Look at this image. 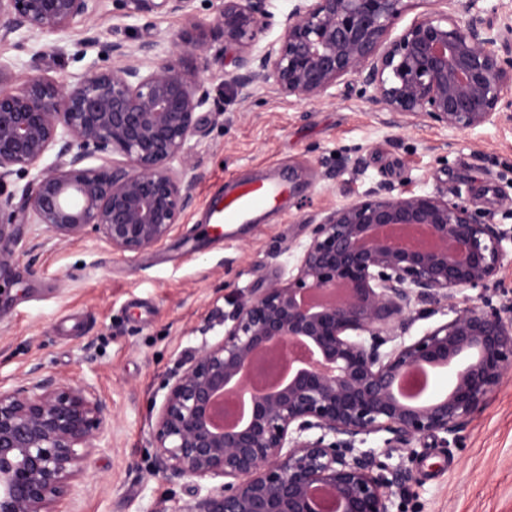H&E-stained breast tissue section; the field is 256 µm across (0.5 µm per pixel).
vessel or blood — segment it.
Here are the masks:
<instances>
[{"label":"vessel or blood","instance_id":"obj_1","mask_svg":"<svg viewBox=\"0 0 512 512\" xmlns=\"http://www.w3.org/2000/svg\"><path fill=\"white\" fill-rule=\"evenodd\" d=\"M287 191L276 182H248L215 198L208 206V221L214 227L231 226L248 220L260 207L274 204Z\"/></svg>","mask_w":512,"mask_h":512}]
</instances>
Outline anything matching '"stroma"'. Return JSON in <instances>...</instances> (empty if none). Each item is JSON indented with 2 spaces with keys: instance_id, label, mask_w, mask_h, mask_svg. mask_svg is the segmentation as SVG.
<instances>
[{
  "instance_id": "obj_1",
  "label": "stroma",
  "mask_w": 512,
  "mask_h": 512,
  "mask_svg": "<svg viewBox=\"0 0 512 512\" xmlns=\"http://www.w3.org/2000/svg\"><path fill=\"white\" fill-rule=\"evenodd\" d=\"M221 0H195L205 26L209 91L192 137L193 204L161 246L133 258L87 235L55 239L23 227L15 262L0 272V386L31 378H71L92 386L106 434L67 500V512H182L195 483L159 468L149 445L151 410L164 379L203 341H216L228 302L242 290L287 280L312 224L368 191L440 194L493 213L512 234V118L451 131L424 117L382 109L359 94L353 77L308 102L256 85L248 100L230 90L232 51L216 25ZM182 18L100 0L69 31L0 40L12 84L32 70L59 79L95 59L80 47L101 41L170 47ZM294 174L288 194L228 236L206 224L209 199L233 183ZM386 465L403 473L395 501L404 512H512V374L455 440L425 437Z\"/></svg>"
}]
</instances>
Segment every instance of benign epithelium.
Returning a JSON list of instances; mask_svg holds the SVG:
<instances>
[{"instance_id": "obj_1", "label": "benign epithelium", "mask_w": 512, "mask_h": 512, "mask_svg": "<svg viewBox=\"0 0 512 512\" xmlns=\"http://www.w3.org/2000/svg\"><path fill=\"white\" fill-rule=\"evenodd\" d=\"M99 0H0V37L16 46L63 33ZM194 0H161L184 20L169 50L100 42L80 74L39 72L20 87L0 61V270L18 254L21 226L40 224L60 241L95 234L131 258L167 240L194 199L189 142L208 101L186 59L205 50ZM273 0H222L217 21L234 52L233 91L257 84L313 101L353 76L368 101L459 131L512 111V25L496 30L458 17V0L391 27L408 0H290L279 39L260 45ZM52 164L21 191L12 177ZM97 159L99 165L88 160ZM388 227L419 228L426 241L392 239ZM506 237L494 216L463 202L403 190L372 191L313 225L293 273L224 313V335L205 342L167 377L151 423L160 467L195 481L184 512H392L398 474H384L367 437L386 433V453L423 436L455 435L512 372V307L457 293L496 280ZM342 288L309 304L312 293ZM444 303L449 321L405 339L414 302ZM288 364L276 388L255 387L254 359ZM452 373L448 390L422 398L403 382L417 371ZM249 402L224 429L216 409L227 394ZM105 429L88 386L53 377L0 388V512H60Z\"/></svg>"}]
</instances>
